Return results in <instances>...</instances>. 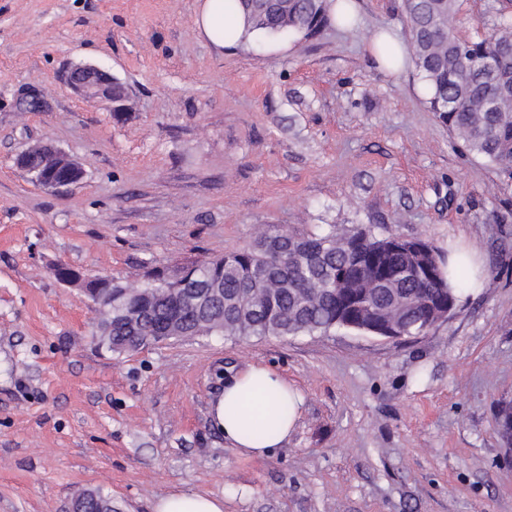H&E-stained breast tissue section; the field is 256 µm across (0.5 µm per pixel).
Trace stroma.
<instances>
[{"instance_id": "stroma-1", "label": "stroma", "mask_w": 512, "mask_h": 512, "mask_svg": "<svg viewBox=\"0 0 512 512\" xmlns=\"http://www.w3.org/2000/svg\"><path fill=\"white\" fill-rule=\"evenodd\" d=\"M197 0H0V512H66L102 489L114 512L170 492L224 512H512V176L473 156L426 104L411 65L370 51L403 35L401 0H352L354 20L227 50ZM512 0H457L465 40ZM106 67L127 112L63 76ZM42 106L18 105L21 92ZM49 144L80 184L31 182L16 160ZM368 227L477 248L483 285L424 335L181 337L123 353L92 336L96 306L58 264L140 286L246 247L268 227ZM262 363L305 397L294 433L237 454L209 406Z\"/></svg>"}]
</instances>
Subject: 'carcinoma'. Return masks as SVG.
<instances>
[{
  "mask_svg": "<svg viewBox=\"0 0 512 512\" xmlns=\"http://www.w3.org/2000/svg\"><path fill=\"white\" fill-rule=\"evenodd\" d=\"M252 29L267 36L315 32L326 21L324 0H240ZM410 63L424 82L426 104L473 155L512 169V23L479 41L458 38L451 26L456 0H403ZM33 168L61 173L41 147L25 153ZM396 235L370 229L297 237L268 226L252 245L186 266L178 280L156 279L154 288H200L174 307L171 296L145 299L140 288L102 281L112 300L99 305L92 335L112 349L131 334L125 313L139 305L143 326L175 314L191 335L222 333L237 339L325 334L353 323L375 329L400 320L408 336L425 332L430 305L457 299L448 285L444 258L429 249L417 257L390 248ZM441 287L426 288L411 273L415 261Z\"/></svg>",
  "mask_w": 512,
  "mask_h": 512,
  "instance_id": "cac0c4a2",
  "label": "carcinoma"
}]
</instances>
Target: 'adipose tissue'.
I'll use <instances>...</instances> for the list:
<instances>
[{"label": "adipose tissue", "instance_id": "adipose-tissue-1", "mask_svg": "<svg viewBox=\"0 0 512 512\" xmlns=\"http://www.w3.org/2000/svg\"><path fill=\"white\" fill-rule=\"evenodd\" d=\"M197 29L212 45L235 48L250 24L239 0H200ZM305 403L303 394L274 369L253 364L230 376L212 402L210 415L225 441L238 453L266 456L294 432ZM154 512H224L223 498L191 491L159 497Z\"/></svg>", "mask_w": 512, "mask_h": 512}]
</instances>
